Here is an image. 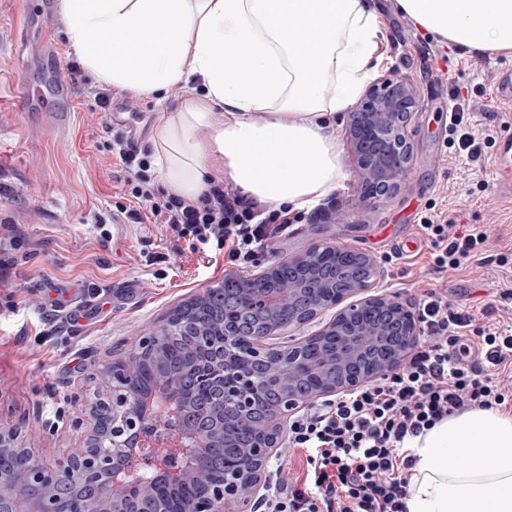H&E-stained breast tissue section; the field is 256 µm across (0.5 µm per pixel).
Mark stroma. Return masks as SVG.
<instances>
[{"mask_svg": "<svg viewBox=\"0 0 512 512\" xmlns=\"http://www.w3.org/2000/svg\"><path fill=\"white\" fill-rule=\"evenodd\" d=\"M374 2L388 37L380 73L411 78L421 96L409 127L414 159L405 189L360 201L348 125L337 124L341 186L303 213L291 235L238 270L177 249L172 232L158 224H119L111 242H99L95 217L114 209L126 178L106 149L110 112L94 111L92 99L71 89L56 95L52 76L70 75L89 87L99 79L84 67L69 71L75 53L63 12L46 26L55 39L51 54L40 37L45 26L28 20L27 0H0V224H16L28 254L0 285V306L11 300L19 308L0 320V427L28 428L26 445L38 463L54 464L79 445L101 373L179 304L226 275L250 277L323 244L372 256L378 292L413 304L433 291L473 313L475 326L491 311L512 327V199L491 186L490 155L472 163L448 144V110L460 101L472 132L512 136L496 96L512 55L458 49L416 29L395 0ZM22 86L54 100L56 112L20 95ZM129 100L138 112L126 111ZM186 100L177 86L160 98L117 89L111 112L135 127L136 146L149 151L157 114L178 111ZM425 217L485 226L482 255L455 272H437L421 239ZM405 235L420 238L418 249L402 250ZM153 254L165 255V263L147 265Z\"/></svg>", "mask_w": 512, "mask_h": 512, "instance_id": "stroma-1", "label": "stroma"}]
</instances>
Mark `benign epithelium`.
Instances as JSON below:
<instances>
[{
	"mask_svg": "<svg viewBox=\"0 0 512 512\" xmlns=\"http://www.w3.org/2000/svg\"><path fill=\"white\" fill-rule=\"evenodd\" d=\"M419 107L417 86L406 78L381 77L369 85L349 114L348 132L365 182L364 198L398 192L413 160L408 128ZM298 273L288 296L297 325L360 293L311 341L269 360L266 337L280 331L281 301L266 293L279 270L274 263L252 278L255 288L224 295V310L238 307L253 323L224 322V373L201 372L206 403L185 406L177 394L147 398L130 387L140 357L158 347L163 329L142 336L127 355L112 362L90 405L91 429L82 445L49 467L33 460L22 430L0 429V457L25 460L17 472L0 470V512H140V503L160 482H202L190 466L198 449L223 436L229 424H250L252 442L224 466V478L195 500L190 512H254L268 488L262 480L278 442L275 433L299 408L352 390L400 362L420 334L411 304L372 294L376 261L340 246L318 247L288 260ZM255 340L242 369L238 344ZM261 413V420L255 414Z\"/></svg>",
	"mask_w": 512,
	"mask_h": 512,
	"instance_id": "1",
	"label": "benign epithelium"
}]
</instances>
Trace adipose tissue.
<instances>
[{"mask_svg": "<svg viewBox=\"0 0 512 512\" xmlns=\"http://www.w3.org/2000/svg\"><path fill=\"white\" fill-rule=\"evenodd\" d=\"M417 28L456 47L512 51V0H396ZM85 66L145 96L182 80L202 93L156 118L167 192L209 181L307 211L345 177L334 119L374 78L386 39L372 0H64ZM105 44H98V37ZM212 134L202 140L200 126ZM407 512H512V412L473 408L411 439Z\"/></svg>", "mask_w": 512, "mask_h": 512, "instance_id": "ef3b65f1", "label": "adipose tissue"}]
</instances>
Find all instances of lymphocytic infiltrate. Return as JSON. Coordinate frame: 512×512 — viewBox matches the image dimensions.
Listing matches in <instances>:
<instances>
[{
    "label": "lymphocytic infiltrate",
    "instance_id": "lymphocytic-infiltrate-1",
    "mask_svg": "<svg viewBox=\"0 0 512 512\" xmlns=\"http://www.w3.org/2000/svg\"><path fill=\"white\" fill-rule=\"evenodd\" d=\"M464 114L461 105L452 113L448 143L473 162L493 141L470 132ZM108 150L128 174L131 202L118 204V212L133 224L165 226L193 252L242 268L268 242L291 234L297 222L287 210L244 200L219 181L193 202L164 193L149 157L128 132L115 131ZM421 230L441 271L459 269L487 240L482 226L459 230L427 217ZM417 307L421 334L404 359L289 418L286 441L302 450L305 473L275 482L263 512H406L414 461L407 439L473 407L512 406V334L490 323L467 340L463 331L472 326V314L434 292L424 293Z\"/></svg>",
    "mask_w": 512,
    "mask_h": 512
}]
</instances>
